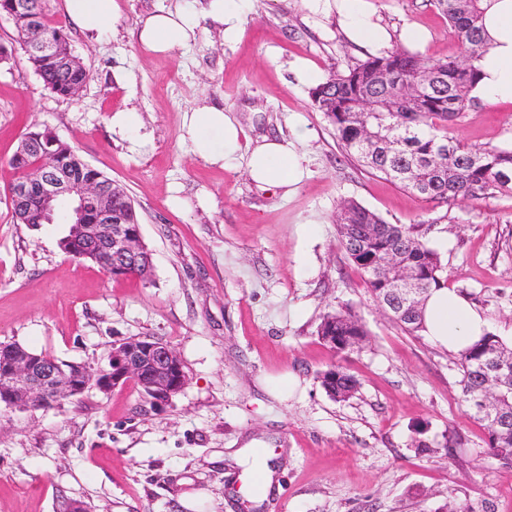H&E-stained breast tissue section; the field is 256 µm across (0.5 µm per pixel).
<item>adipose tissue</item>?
Instances as JSON below:
<instances>
[{
	"label": "adipose tissue",
	"mask_w": 512,
	"mask_h": 512,
	"mask_svg": "<svg viewBox=\"0 0 512 512\" xmlns=\"http://www.w3.org/2000/svg\"><path fill=\"white\" fill-rule=\"evenodd\" d=\"M321 13H336L346 37L369 53L389 49L391 35L377 17L372 0H313ZM250 0H209L205 16L233 42L242 33ZM483 27L486 45L478 62L480 79L473 95L487 105L512 104V0H484ZM117 0H66L69 16L83 31L104 30L113 19ZM199 22L182 8L160 7L139 22L137 41L155 54H167L194 42ZM292 135L285 141L262 138L247 141L231 112L200 104L184 116V127L195 154L211 163L228 164L245 153L250 179L261 188L280 189L293 195L308 174L304 150L311 132L301 117H293ZM423 333L433 343L457 352L488 329L483 315L455 288H433L423 308Z\"/></svg>",
	"instance_id": "obj_1"
}]
</instances>
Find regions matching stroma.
Returning <instances> with one entry per match:
<instances>
[{
  "label": "stroma",
  "instance_id": "1",
  "mask_svg": "<svg viewBox=\"0 0 512 512\" xmlns=\"http://www.w3.org/2000/svg\"><path fill=\"white\" fill-rule=\"evenodd\" d=\"M206 0H118L99 36L47 0L88 80L73 98L47 90L0 17V342L98 368L113 345L156 338L180 356L188 382L164 408L135 384L89 388L60 406L0 407V512H512V471L488 457L486 433L461 399L454 354L404 332L372 298L336 235V207L353 199L392 224L425 222L448 283L512 346V195L477 205L436 204L344 158L332 126L292 71L304 60L329 73L360 52L335 15L306 0H252L242 34L225 43L208 19L168 54L136 43L159 5L200 13ZM389 29L429 30L424 55L457 56L432 0H372ZM235 112L246 138L290 136L292 115L312 132L309 176L293 196L259 189L246 162L195 155L183 117L199 100ZM133 107L146 138L131 147L112 126ZM50 128L120 184L152 253L148 278H114L64 254V224L16 223L8 160L24 132ZM449 136L512 145V104L469 107ZM351 309L367 337L336 353L317 336L326 313ZM338 365L359 382L331 400L317 375ZM466 447L448 453V435ZM431 449L418 451L416 436ZM266 496L243 505L255 467ZM195 499L196 510L185 508Z\"/></svg>",
  "mask_w": 512,
  "mask_h": 512
}]
</instances>
